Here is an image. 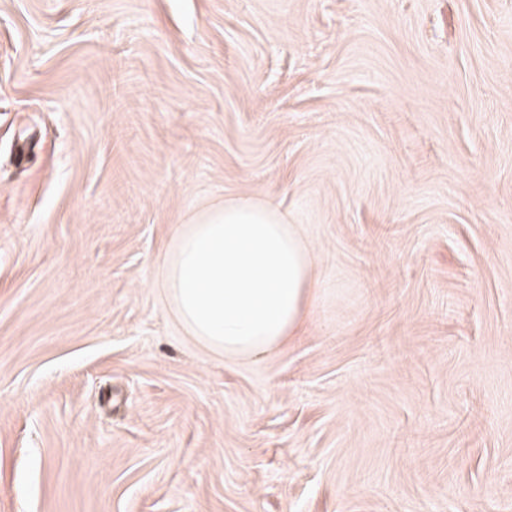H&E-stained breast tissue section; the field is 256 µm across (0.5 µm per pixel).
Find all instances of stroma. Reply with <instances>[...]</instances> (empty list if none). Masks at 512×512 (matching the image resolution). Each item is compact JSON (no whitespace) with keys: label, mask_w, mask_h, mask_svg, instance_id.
<instances>
[{"label":"stroma","mask_w":512,"mask_h":512,"mask_svg":"<svg viewBox=\"0 0 512 512\" xmlns=\"http://www.w3.org/2000/svg\"><path fill=\"white\" fill-rule=\"evenodd\" d=\"M241 195L256 361L159 283ZM0 512H512V0H0ZM319 260L286 212L247 197L202 207L177 226L161 268L190 336L229 358H264L320 300Z\"/></svg>","instance_id":"obj_1"}]
</instances>
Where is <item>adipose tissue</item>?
Wrapping results in <instances>:
<instances>
[{
    "mask_svg": "<svg viewBox=\"0 0 512 512\" xmlns=\"http://www.w3.org/2000/svg\"><path fill=\"white\" fill-rule=\"evenodd\" d=\"M319 260L286 212L247 197L202 207L178 225L161 268L189 335L229 358H264L320 300Z\"/></svg>",
    "mask_w": 512,
    "mask_h": 512,
    "instance_id": "adipose-tissue-1",
    "label": "adipose tissue"
}]
</instances>
